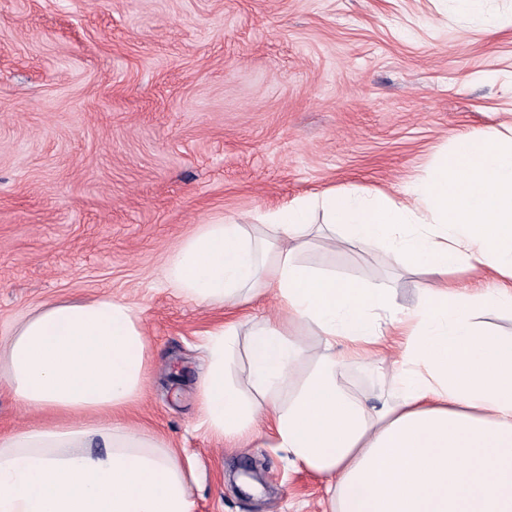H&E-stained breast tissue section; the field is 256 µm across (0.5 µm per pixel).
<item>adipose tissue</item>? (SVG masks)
Masks as SVG:
<instances>
[{"instance_id":"1","label":"adipose tissue","mask_w":512,"mask_h":512,"mask_svg":"<svg viewBox=\"0 0 512 512\" xmlns=\"http://www.w3.org/2000/svg\"><path fill=\"white\" fill-rule=\"evenodd\" d=\"M344 243L381 248L390 265L430 275L431 288L407 307L385 283L299 260ZM164 278L206 307L278 303L247 332L222 323L206 333L199 391L212 436L250 440L267 421L294 467L327 478L334 512H512V337L481 318L512 312V137L458 138L398 200L333 188L253 224L200 225ZM302 327L322 346L308 370ZM391 336L400 354L388 363ZM240 343L241 380L230 367ZM0 359L20 406L53 417L0 433V512H193L174 451L122 421L148 366L133 304H44L18 319ZM349 360L387 370L380 406L340 383Z\"/></svg>"}]
</instances>
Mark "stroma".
<instances>
[{
	"mask_svg": "<svg viewBox=\"0 0 512 512\" xmlns=\"http://www.w3.org/2000/svg\"><path fill=\"white\" fill-rule=\"evenodd\" d=\"M498 28L452 0H0V336L47 301L138 305L150 340L130 422L170 443L194 512H332L269 429L201 427L202 334L269 297L209 309L162 282L200 225L331 188L391 192L461 136L512 126V0ZM302 263L385 282L427 274L378 249Z\"/></svg>",
	"mask_w": 512,
	"mask_h": 512,
	"instance_id": "35a3bbf8",
	"label": "stroma"
}]
</instances>
